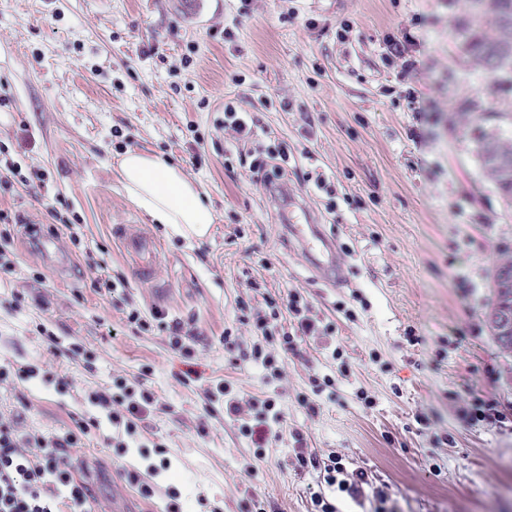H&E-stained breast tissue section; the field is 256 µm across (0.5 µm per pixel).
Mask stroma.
Wrapping results in <instances>:
<instances>
[{
	"mask_svg": "<svg viewBox=\"0 0 512 512\" xmlns=\"http://www.w3.org/2000/svg\"><path fill=\"white\" fill-rule=\"evenodd\" d=\"M470 17L471 0H0V418L33 439L97 419L71 450L88 512H252L255 494L265 512H315L300 452L341 458L359 492L336 494L337 512H512V356L485 318L512 203L473 140L512 136V91L462 54ZM229 100L258 116L251 141L225 128ZM277 143L293 217L338 243L340 287L315 280L281 200L238 162ZM128 150L196 184L208 237L131 202ZM131 223L159 245L154 280L116 233ZM94 267L125 290L95 288ZM291 292L318 333L295 355L270 343L273 378L240 352L272 309L289 326ZM133 309L181 322L194 351L128 327ZM119 380L155 398L132 436L95 402ZM219 382L273 397L277 434L256 446L241 430L253 411L209 400ZM481 400L505 422L472 421Z\"/></svg>",
	"mask_w": 512,
	"mask_h": 512,
	"instance_id": "1",
	"label": "stroma"
}]
</instances>
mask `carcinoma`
<instances>
[{"instance_id": "obj_1", "label": "carcinoma", "mask_w": 512, "mask_h": 512, "mask_svg": "<svg viewBox=\"0 0 512 512\" xmlns=\"http://www.w3.org/2000/svg\"><path fill=\"white\" fill-rule=\"evenodd\" d=\"M470 21L460 25L461 50L501 82L512 84V0H476ZM475 148L502 195L512 201V143L482 135Z\"/></svg>"}]
</instances>
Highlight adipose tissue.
I'll list each match as a JSON object with an SVG mask.
<instances>
[{
  "label": "adipose tissue",
  "mask_w": 512,
  "mask_h": 512,
  "mask_svg": "<svg viewBox=\"0 0 512 512\" xmlns=\"http://www.w3.org/2000/svg\"><path fill=\"white\" fill-rule=\"evenodd\" d=\"M118 171L124 191L153 222L188 239L208 234L214 212L181 168L161 157L129 150L122 155Z\"/></svg>",
  "instance_id": "adipose-tissue-1"
}]
</instances>
